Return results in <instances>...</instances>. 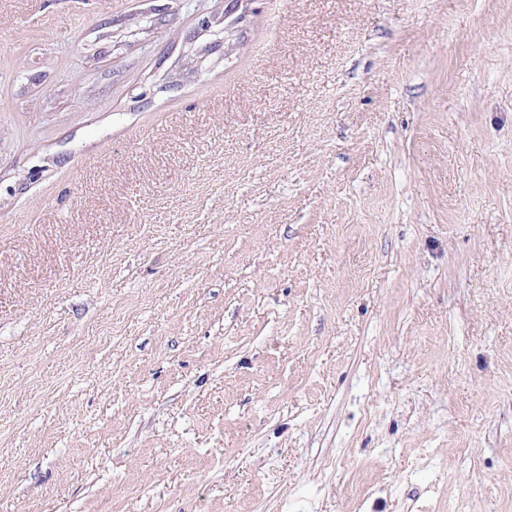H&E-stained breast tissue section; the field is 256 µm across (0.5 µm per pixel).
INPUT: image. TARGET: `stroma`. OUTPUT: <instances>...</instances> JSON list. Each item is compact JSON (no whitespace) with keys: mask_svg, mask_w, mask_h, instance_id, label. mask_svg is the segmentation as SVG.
<instances>
[{"mask_svg":"<svg viewBox=\"0 0 512 512\" xmlns=\"http://www.w3.org/2000/svg\"><path fill=\"white\" fill-rule=\"evenodd\" d=\"M0 512H512V0H0Z\"/></svg>","mask_w":512,"mask_h":512,"instance_id":"1","label":"stroma"}]
</instances>
